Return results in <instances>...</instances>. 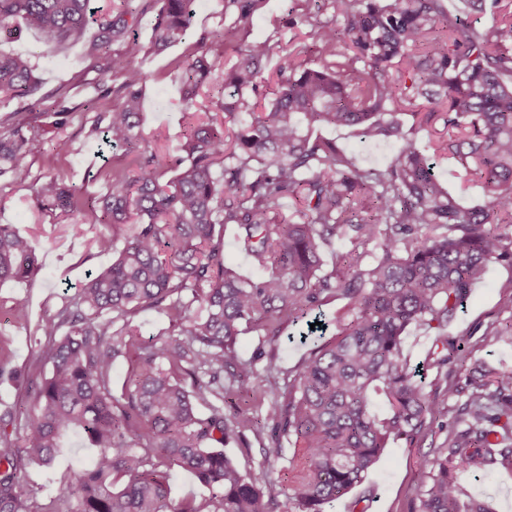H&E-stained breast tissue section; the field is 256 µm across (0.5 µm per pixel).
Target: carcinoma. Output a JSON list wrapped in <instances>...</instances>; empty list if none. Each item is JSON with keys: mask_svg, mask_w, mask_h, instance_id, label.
Returning a JSON list of instances; mask_svg holds the SVG:
<instances>
[{"mask_svg": "<svg viewBox=\"0 0 512 512\" xmlns=\"http://www.w3.org/2000/svg\"><path fill=\"white\" fill-rule=\"evenodd\" d=\"M91 2L0 0L10 36L19 33L8 26L14 18L49 41L77 39L94 23L85 56L100 86L85 106L119 98L97 110L89 130L105 192L50 172L32 185L40 208L68 220L73 235L105 226L98 247L117 256L88 272L37 329L39 350L23 374L34 386L22 424L27 446L15 437L14 413L0 415V512H277L282 496L297 512H325L364 481L389 440L426 435L445 400L464 392L412 512H490L466 497L459 475L512 463V369L460 385L448 362H465L466 350L447 328L488 266L512 263V0H464L489 14L486 29L443 0H336L341 25L316 26L311 47L289 46L269 100L261 93L267 42L235 48L214 85L219 62L192 54L178 74L186 123L167 159L139 149L148 80L139 60L192 36L195 0H121L111 10ZM149 13L145 43L136 30ZM35 70L27 54H0V176L27 170L43 151L30 118L42 100ZM207 84L221 94V118L194 111ZM54 96L62 127L78 106L64 88ZM22 98L28 109H9ZM422 99L436 109L413 111ZM406 114L421 129L442 123L441 150L481 186L484 204L465 208L444 187L405 137ZM317 127H355L397 149L385 164L363 166L313 135ZM105 145L124 149L131 165L112 164ZM227 225L269 274L242 278L226 267ZM334 240L350 249L325 271L321 247ZM38 271L29 240L0 224V282ZM330 296L347 300L349 319L296 372L283 371L273 352L261 355L260 373L240 359L243 325L271 344L285 325L311 324L306 316ZM146 308L169 316L166 339H141L135 318ZM412 324L434 336L439 392H426L403 356ZM488 335L512 347V322L491 324ZM119 358L130 375L117 390ZM248 389L270 425L264 453L279 456L287 443L298 458L276 482L224 454L248 430L261 436L255 418L224 414V399ZM379 391L389 405L382 420L369 412ZM69 430L96 449L92 464L31 489L29 464L51 466ZM173 464L208 495L172 505Z\"/></svg>", "mask_w": 512, "mask_h": 512, "instance_id": "1", "label": "carcinoma"}]
</instances>
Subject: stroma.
I'll return each mask as SVG.
<instances>
[{
	"instance_id": "35a3bbf8",
	"label": "stroma",
	"mask_w": 512,
	"mask_h": 512,
	"mask_svg": "<svg viewBox=\"0 0 512 512\" xmlns=\"http://www.w3.org/2000/svg\"><path fill=\"white\" fill-rule=\"evenodd\" d=\"M340 21L334 0H321L316 8L307 0H295L290 7L283 0H257L252 16L247 19L240 17L231 0H197L195 40L149 53L140 62L149 75L143 111V148L161 156L177 152L186 117L177 73L188 53L201 50L227 65L233 62L236 47L265 40L272 48L269 64L274 67L289 42L310 43L314 26H335ZM94 32V26H87L83 38L62 44L46 42L30 30L15 39L0 38L1 53L31 54L45 93L35 114L37 122L47 128L42 154L31 162L26 173L0 177V224L11 225L29 236L41 264L32 278L0 282V352L8 355L12 366L19 369L26 368L34 359L31 336L37 323L60 306L65 290L77 288L88 271L112 261L111 255L99 252L94 243L99 228L88 229L81 237L72 236L62 218L38 208L31 192L32 183L49 171L71 174L92 193L103 189L102 181L90 173L91 154L82 146L83 128L90 125L93 112H75L67 125L59 129L51 125L55 109L53 92L57 87L67 86L77 104L98 92L99 75L85 59L86 40ZM404 131L434 162L439 179L460 197L462 205L481 202L480 188L468 180L453 160L435 150L432 136L415 129L410 119L406 120ZM321 134L336 139L363 165L384 164L397 147L393 141L363 140L352 128H325ZM15 301L28 305V324L19 325L10 319L6 308ZM510 320L512 264L495 262L489 265L484 280L472 288L456 319L448 326L449 335L463 339L468 350L465 365L449 363V372L463 377L468 370L502 361L512 368V348L500 346L486 334L491 323ZM447 423V417L437 419L424 440L410 443L400 439L391 443L364 482L327 506L326 512H409L427 479L436 450L448 434ZM224 450L241 468L271 480L282 475L286 457L293 454L288 448L282 459L266 457L250 431L245 432L243 440L226 443ZM94 454L83 435L68 434L52 469L31 465L30 478L40 485L47 475L61 477L73 473L88 466ZM462 481L471 497L486 502L494 512H512L511 468H497L487 479L467 473Z\"/></svg>"
}]
</instances>
